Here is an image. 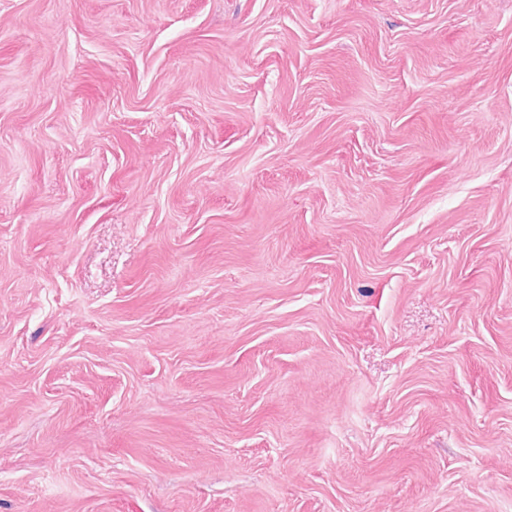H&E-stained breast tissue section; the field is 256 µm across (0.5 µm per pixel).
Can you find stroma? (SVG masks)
Segmentation results:
<instances>
[{"instance_id":"obj_1","label":"stroma","mask_w":512,"mask_h":512,"mask_svg":"<svg viewBox=\"0 0 512 512\" xmlns=\"http://www.w3.org/2000/svg\"><path fill=\"white\" fill-rule=\"evenodd\" d=\"M0 512H512V0H0Z\"/></svg>"}]
</instances>
